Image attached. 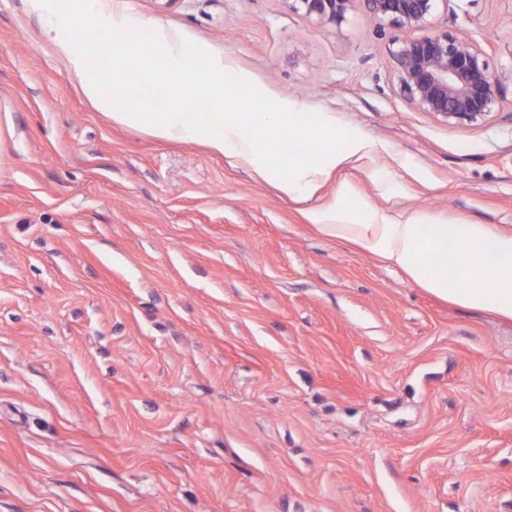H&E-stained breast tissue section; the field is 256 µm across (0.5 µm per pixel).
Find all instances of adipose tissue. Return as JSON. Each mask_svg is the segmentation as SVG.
Instances as JSON below:
<instances>
[{"label": "adipose tissue", "mask_w": 512, "mask_h": 512, "mask_svg": "<svg viewBox=\"0 0 512 512\" xmlns=\"http://www.w3.org/2000/svg\"><path fill=\"white\" fill-rule=\"evenodd\" d=\"M105 9V0H67L63 13L50 16L56 28H76L86 16L127 36L125 47L113 52L105 69L94 65L74 38L55 41L99 111L157 138L195 142L244 162L258 177L275 180L282 193L305 202L304 217L324 236L351 243L439 298L512 320V230L472 222L430 223L417 213L382 211L353 198L345 182L335 199L315 203L334 172L374 151L372 141L337 132L327 116L270 104L247 75L227 78L222 56L203 46L187 51L178 32L154 26L149 36L136 38V23ZM143 86L156 91L158 103H132L133 89ZM198 100L209 101L211 110L192 111ZM288 142L314 148L317 161L284 152Z\"/></svg>", "instance_id": "obj_1"}]
</instances>
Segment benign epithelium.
Here are the masks:
<instances>
[{"mask_svg":"<svg viewBox=\"0 0 512 512\" xmlns=\"http://www.w3.org/2000/svg\"><path fill=\"white\" fill-rule=\"evenodd\" d=\"M399 31L391 56L402 95L419 110L468 125L493 111L502 83L484 51L457 30L430 25L448 0H286L325 25L341 24L358 2ZM422 29L414 37L411 32Z\"/></svg>","mask_w":512,"mask_h":512,"instance_id":"1","label":"benign epithelium"}]
</instances>
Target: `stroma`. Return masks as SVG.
I'll use <instances>...</instances> for the list:
<instances>
[{"label": "stroma", "mask_w": 512, "mask_h": 512, "mask_svg": "<svg viewBox=\"0 0 512 512\" xmlns=\"http://www.w3.org/2000/svg\"><path fill=\"white\" fill-rule=\"evenodd\" d=\"M378 149L356 197L512 226V0H451L503 79L469 126L394 29L286 0H109ZM0 0V512H512V322L317 233L235 159L119 125Z\"/></svg>", "instance_id": "1"}]
</instances>
